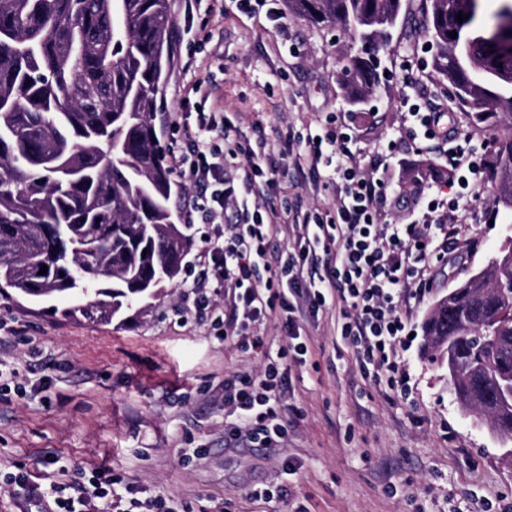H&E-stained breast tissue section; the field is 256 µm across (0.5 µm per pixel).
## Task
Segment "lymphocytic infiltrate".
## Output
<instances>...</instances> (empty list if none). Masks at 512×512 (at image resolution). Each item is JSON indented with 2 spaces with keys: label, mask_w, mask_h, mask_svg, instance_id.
Returning <instances> with one entry per match:
<instances>
[{
  "label": "lymphocytic infiltrate",
  "mask_w": 512,
  "mask_h": 512,
  "mask_svg": "<svg viewBox=\"0 0 512 512\" xmlns=\"http://www.w3.org/2000/svg\"><path fill=\"white\" fill-rule=\"evenodd\" d=\"M410 118L442 152L449 169L477 171L479 165L459 143L448 113L420 101L403 100ZM187 148L173 156L179 176L197 193L185 210L186 223L215 227L211 243V278L224 290V330L235 331L241 319L263 324L279 314L285 343L270 352L262 334L243 340L261 360L257 374L224 380V406L235 420L224 433L232 447L278 448L293 424L283 398L291 384V368L305 362L308 346L300 324L335 303L338 331L352 348L362 378L382 385L386 394L408 396L411 374L403 358L410 347L412 309L436 285L435 265H448L458 236L448 221L458 203L434 195L425 210L405 222L385 221L382 203L389 186L375 163L357 161L352 133L307 135L311 170L330 168L336 186V218L323 222L298 208L286 224L263 214L252 196L257 184L275 185L277 172L265 167V145L226 139L224 115L194 109L183 96L176 115ZM245 156V164L226 176L228 161ZM236 220L226 223L227 207ZM292 231L293 245L271 251L269 243ZM5 482L18 512H179L170 500L146 495L136 482L101 469L70 489L42 486L37 476L20 470Z\"/></svg>",
  "instance_id": "f902f5d3"
}]
</instances>
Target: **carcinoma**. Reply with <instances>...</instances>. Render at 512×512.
I'll return each instance as SVG.
<instances>
[{
  "instance_id": "carcinoma-1",
  "label": "carcinoma",
  "mask_w": 512,
  "mask_h": 512,
  "mask_svg": "<svg viewBox=\"0 0 512 512\" xmlns=\"http://www.w3.org/2000/svg\"><path fill=\"white\" fill-rule=\"evenodd\" d=\"M423 5L432 77L475 122L512 118V32L476 23L479 0ZM289 6L312 23L342 24L361 45L341 77L349 105L367 100L381 65L372 46L389 39L402 0ZM173 25L169 0H0V102L12 104L0 109V293L65 320L123 324L181 279L193 225L174 220L156 128ZM496 168L499 200L512 205V141ZM43 224L61 225L75 246L53 248ZM497 275L488 265L438 300L424 336L447 357L455 396L493 411L512 436V288L498 290ZM500 306L499 343L483 344L478 327Z\"/></svg>"
}]
</instances>
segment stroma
Masks as SVG:
<instances>
[{
  "mask_svg": "<svg viewBox=\"0 0 512 512\" xmlns=\"http://www.w3.org/2000/svg\"><path fill=\"white\" fill-rule=\"evenodd\" d=\"M275 3L287 31L265 14L240 11L235 0L189 28L181 0H170L171 66L156 120L170 149L185 144L173 113L187 83L180 60L191 53L213 74L202 87L206 111L223 113L231 138L265 141L267 164L286 174L277 186L261 187L258 203L281 208L299 198L306 209L333 213L329 171H305L304 139L341 123L364 156L387 166L389 218L426 202L412 176L421 164L432 169L428 186L460 197L464 257L437 296L511 248L512 208L498 201L493 165L512 139V119L474 122L451 89L431 78L420 0H403L404 22L390 44H378L383 72L360 111L346 103L340 83L342 66L358 52L348 32L291 13L288 0ZM407 96L441 105L469 137L485 161L469 178L477 194L460 195L436 150H414L400 110ZM198 233L181 283L163 285L151 308L122 327L64 321L0 295V370L28 389L0 398V470L17 463L38 474L49 454L56 460L52 480L67 483L102 465L150 494L185 501L190 512H289L287 502L251 497L257 483L291 485L308 512H479L485 501L494 512H512V457L485 416L461 408L447 361L425 346L430 300L413 313L415 340L404 354L414 383L408 398H388L361 378L351 348L336 334L337 314L327 310L304 326L309 353L293 368L285 397L294 418L286 443L272 453L225 447L224 379L258 371L260 362L238 336L221 337L184 295L211 263L204 239L214 229L202 224ZM11 326L23 335H8ZM197 448L206 449V458L194 457ZM291 458L300 464L293 475L284 468Z\"/></svg>",
  "mask_w": 512,
  "mask_h": 512,
  "instance_id": "35a3bbf8",
  "label": "stroma"
}]
</instances>
